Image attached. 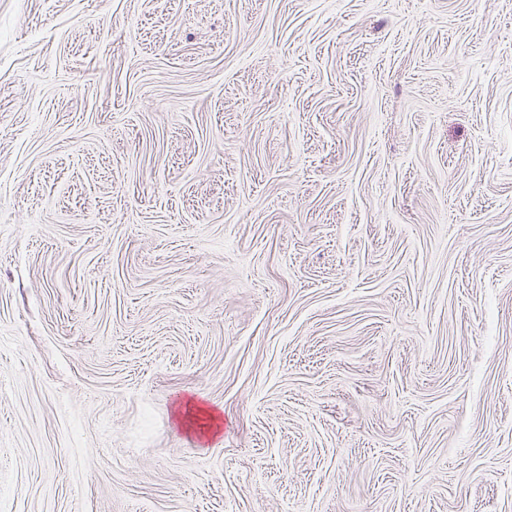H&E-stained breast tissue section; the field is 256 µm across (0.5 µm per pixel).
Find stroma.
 <instances>
[{"label": "stroma", "mask_w": 512, "mask_h": 512, "mask_svg": "<svg viewBox=\"0 0 512 512\" xmlns=\"http://www.w3.org/2000/svg\"><path fill=\"white\" fill-rule=\"evenodd\" d=\"M0 512H512V0H0Z\"/></svg>", "instance_id": "stroma-1"}]
</instances>
